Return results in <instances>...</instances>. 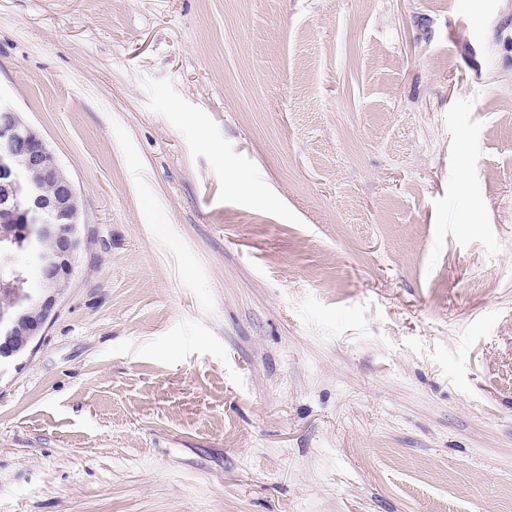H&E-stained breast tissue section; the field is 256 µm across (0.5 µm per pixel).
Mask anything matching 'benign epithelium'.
Listing matches in <instances>:
<instances>
[{"mask_svg": "<svg viewBox=\"0 0 512 512\" xmlns=\"http://www.w3.org/2000/svg\"><path fill=\"white\" fill-rule=\"evenodd\" d=\"M1 112L0 222L12 225L9 237L22 239L32 231L51 240L53 249L29 251L43 271L35 300L0 311V376L34 351L64 294L59 283L73 280L83 249L82 202L73 180L14 107L0 100ZM28 171L38 172L51 191L25 180Z\"/></svg>", "mask_w": 512, "mask_h": 512, "instance_id": "1", "label": "benign epithelium"}]
</instances>
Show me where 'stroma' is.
Returning a JSON list of instances; mask_svg holds the SVG:
<instances>
[{
  "mask_svg": "<svg viewBox=\"0 0 512 512\" xmlns=\"http://www.w3.org/2000/svg\"><path fill=\"white\" fill-rule=\"evenodd\" d=\"M86 249L0 377V512H512V0H0Z\"/></svg>",
  "mask_w": 512,
  "mask_h": 512,
  "instance_id": "1",
  "label": "stroma"
}]
</instances>
